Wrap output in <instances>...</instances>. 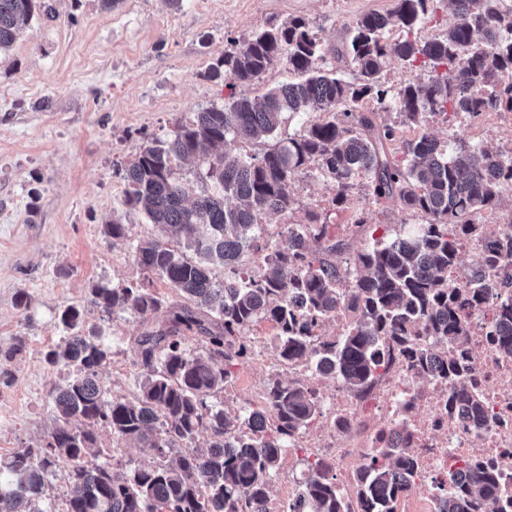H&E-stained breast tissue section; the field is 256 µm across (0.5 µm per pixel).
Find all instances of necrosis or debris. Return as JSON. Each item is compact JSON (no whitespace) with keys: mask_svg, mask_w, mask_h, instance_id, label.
I'll return each instance as SVG.
<instances>
[{"mask_svg":"<svg viewBox=\"0 0 512 512\" xmlns=\"http://www.w3.org/2000/svg\"><path fill=\"white\" fill-rule=\"evenodd\" d=\"M492 328V305L465 316L459 359L483 405L484 416L477 424L449 414L446 378L423 375L398 352L363 397L340 384L321 387L309 362L289 365V379L316 388L320 422L289 440L286 449L296 464L281 482V497L268 500L265 512H287L300 491L297 464L317 461L330 464L349 512H360L356 475L383 448L408 447L413 454L411 492L399 498L396 512H437L440 498L453 489V474L475 457L498 464L504 488L512 495V355L499 348Z\"/></svg>","mask_w":512,"mask_h":512,"instance_id":"1","label":"necrosis or debris"}]
</instances>
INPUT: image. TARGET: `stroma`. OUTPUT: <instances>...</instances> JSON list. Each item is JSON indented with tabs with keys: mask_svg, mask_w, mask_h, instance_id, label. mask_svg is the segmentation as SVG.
I'll use <instances>...</instances> for the list:
<instances>
[{
	"mask_svg": "<svg viewBox=\"0 0 512 512\" xmlns=\"http://www.w3.org/2000/svg\"><path fill=\"white\" fill-rule=\"evenodd\" d=\"M396 0H51L53 17L35 12L23 36L0 52V460L43 446L56 425L52 389L72 376L47 362L49 350L69 336L61 314L76 307L83 329L110 347L102 378L111 393L133 397L142 369L137 339L146 326L130 312L107 314L91 302L95 287L139 283L146 273L127 245L112 241L106 224H126L133 237L159 230L124 203L121 165L149 138L165 137L175 120L220 106L229 97L257 95L295 80L285 64L267 70L247 88H231L208 71L231 41L294 18L306 20L323 44L339 47L356 21L385 13ZM363 111L396 125L399 140L421 133L443 144L512 145V112L489 110L472 117L426 115L404 123L395 111ZM298 209L270 218L266 227L302 222L306 211L328 216L333 236H346L351 251L371 239H390L417 215L391 201H376L367 178L350 192L353 205L333 207L330 185L315 168L294 179ZM363 212L367 224L354 227ZM26 306H18V295ZM253 332L263 356L235 369L230 387L237 401L256 406V390L271 375L274 330L261 322ZM20 355L10 356L16 343Z\"/></svg>",
	"mask_w": 512,
	"mask_h": 512,
	"instance_id": "1",
	"label": "stroma"
}]
</instances>
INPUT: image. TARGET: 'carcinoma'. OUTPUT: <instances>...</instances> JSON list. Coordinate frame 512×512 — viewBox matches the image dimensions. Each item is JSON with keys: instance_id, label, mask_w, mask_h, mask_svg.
Listing matches in <instances>:
<instances>
[{"instance_id": "cac0c4a2", "label": "carcinoma", "mask_w": 512, "mask_h": 512, "mask_svg": "<svg viewBox=\"0 0 512 512\" xmlns=\"http://www.w3.org/2000/svg\"><path fill=\"white\" fill-rule=\"evenodd\" d=\"M434 2L396 0L385 14L362 16L336 50L358 72L354 82L325 66L322 41L302 19L256 33L224 52L209 78L249 86L284 61L304 79L178 121L168 138L146 142L122 168L125 204L143 213L160 236L134 239L115 220L104 232L128 243L135 262L183 303L158 324L155 315L168 300L151 287L91 290L103 311L123 309L148 326L138 338L143 380L133 398L108 396L100 368L109 347L97 334L81 331L79 309L64 312L62 322L76 333L47 354L49 363L73 368L72 379L55 388L58 424L44 447L0 464V472L13 476L0 481V512H34L30 504L62 464L73 486L65 512H263L284 446L317 419L319 406L308 385L272 379L249 423L257 437L237 443L240 417L210 398L251 355L244 335L260 321L274 327L282 362L308 360L355 392L377 381L390 340L424 374L448 378V411L462 406L481 420V403L448 350L436 351L420 337L463 344L466 311L495 293L486 273L512 260L507 230L467 282L448 284L476 218L496 205L504 185H512V158H504L500 146L459 144L449 152L423 133L402 143L407 163L401 164L392 149L396 128L361 111L363 101L374 100L415 125L424 122L426 109L473 116L512 112V8H503L502 0H449L455 21L442 36L424 42L389 37L395 28L412 32L433 13ZM38 8L52 13L46 2L0 0V51L14 44ZM393 58L421 61L427 80L390 92L381 75ZM308 112L329 117L281 136L285 116ZM270 138L275 143L259 154L224 151L230 141ZM196 157L203 167L194 179L178 176L182 163ZM311 165L331 184L335 206L350 201L354 180L363 175L376 200H392L423 218L394 240L376 239L346 260L353 276L344 292L337 282L346 267L336 264V255L346 243L328 233L319 214L307 211L301 223L288 225L283 240L259 244L264 219L295 209L293 180ZM189 252L194 258H187ZM339 306L357 317L349 332L314 342V329ZM494 322L499 347L512 354V301L498 304ZM193 329L202 336L199 354L182 345L181 332ZM99 426L127 448L150 449L152 457L99 461ZM201 433L209 435L208 447H188ZM412 464L407 448L367 464L357 484L367 512H394L397 494L412 483ZM465 468L468 475L439 501L440 512H509L499 470L478 458ZM329 473L321 462L308 465L300 493L306 512H341Z\"/></svg>"}]
</instances>
